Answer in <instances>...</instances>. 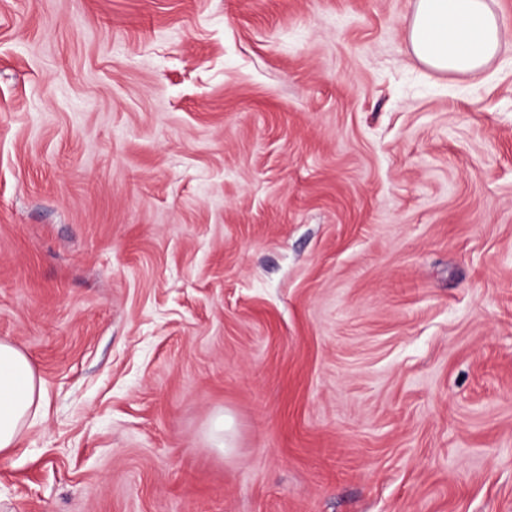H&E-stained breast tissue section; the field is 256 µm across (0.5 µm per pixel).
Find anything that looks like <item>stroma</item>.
Returning a JSON list of instances; mask_svg holds the SVG:
<instances>
[{"instance_id": "35a3bbf8", "label": "stroma", "mask_w": 512, "mask_h": 512, "mask_svg": "<svg viewBox=\"0 0 512 512\" xmlns=\"http://www.w3.org/2000/svg\"><path fill=\"white\" fill-rule=\"evenodd\" d=\"M411 11L0 0V512H512V45ZM407 39L428 68L475 74L512 42V33L487 0H415ZM43 401L41 379L30 357L0 339V457L8 456L36 423Z\"/></svg>"}]
</instances>
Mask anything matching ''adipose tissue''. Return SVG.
<instances>
[{
	"mask_svg": "<svg viewBox=\"0 0 512 512\" xmlns=\"http://www.w3.org/2000/svg\"><path fill=\"white\" fill-rule=\"evenodd\" d=\"M413 55L442 73L475 74L512 42L488 0H415L407 30ZM44 391L30 357L0 339V457L40 416Z\"/></svg>",
	"mask_w": 512,
	"mask_h": 512,
	"instance_id": "ef3b65f1",
	"label": "adipose tissue"
}]
</instances>
